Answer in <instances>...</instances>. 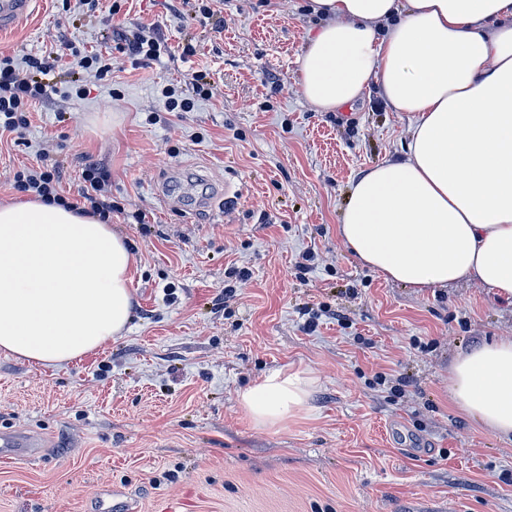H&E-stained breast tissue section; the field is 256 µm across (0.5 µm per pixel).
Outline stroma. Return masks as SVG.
I'll use <instances>...</instances> for the list:
<instances>
[{
    "mask_svg": "<svg viewBox=\"0 0 512 512\" xmlns=\"http://www.w3.org/2000/svg\"><path fill=\"white\" fill-rule=\"evenodd\" d=\"M306 3L211 0L206 16L192 0H37L0 32L18 69L57 58L28 124L0 132V202L26 200L15 174L53 162L76 201L94 159L137 256L123 336L59 369L0 353V428L49 441L37 462L0 460V512H512V442L448 403L453 357L511 337L512 305L475 281H385L339 237L355 178L400 154L412 116L376 90L314 109ZM116 28L169 52L133 65ZM91 53L112 73L80 98ZM200 70L209 98L166 111L162 88L191 95ZM175 174L204 210L164 206L154 186ZM276 368L314 372L313 410L260 429L238 392Z\"/></svg>",
    "mask_w": 512,
    "mask_h": 512,
    "instance_id": "stroma-1",
    "label": "stroma"
}]
</instances>
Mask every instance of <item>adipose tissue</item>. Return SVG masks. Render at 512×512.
Instances as JSON below:
<instances>
[{
	"label": "adipose tissue",
	"mask_w": 512,
	"mask_h": 512,
	"mask_svg": "<svg viewBox=\"0 0 512 512\" xmlns=\"http://www.w3.org/2000/svg\"><path fill=\"white\" fill-rule=\"evenodd\" d=\"M324 25L298 59L319 112L371 84L413 115L396 157L354 183L338 233L385 280L475 279L512 302V0H311ZM135 256L99 216L0 203V352L58 368L121 336ZM316 378L276 368L238 394L258 428L307 416ZM448 399L512 439V339L458 352Z\"/></svg>",
	"instance_id": "obj_1"
}]
</instances>
